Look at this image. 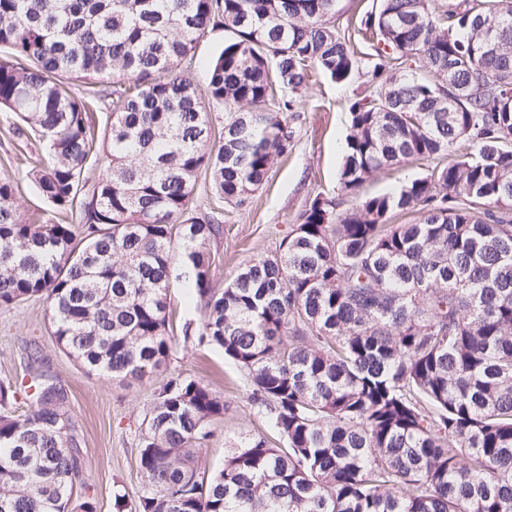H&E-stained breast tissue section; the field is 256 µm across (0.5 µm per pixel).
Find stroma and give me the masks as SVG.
<instances>
[{
  "label": "stroma",
  "mask_w": 512,
  "mask_h": 512,
  "mask_svg": "<svg viewBox=\"0 0 512 512\" xmlns=\"http://www.w3.org/2000/svg\"><path fill=\"white\" fill-rule=\"evenodd\" d=\"M375 4L376 0H336L335 19L348 28L352 46L361 57L372 51L361 20ZM224 39L223 29L210 30L198 43L193 60L181 64L199 93L207 91L209 64L223 50ZM355 93V84L341 85L312 72L293 114L294 139L287 155L245 204L224 207V239L216 246L224 260L213 272L218 284L231 281L243 263L274 252L280 239L297 224L309 198L335 193L349 133V103ZM13 122L11 114L0 112V171L18 184L21 211L45 208L20 162V141ZM426 170V162L406 160L367 181L360 194L368 197L396 192ZM183 270L182 262H175L170 288L175 317L169 333V359L163 372L139 382L84 371L57 345L45 300L0 309V382L16 385L17 408L23 412L32 400L24 385L29 366L48 369L54 375L67 397L69 415L83 436L76 498L92 500L96 512H115L114 496L118 493L124 497V512H137L142 488L138 455L143 419L155 389L166 377L183 374L202 380L229 406L224 419L214 425L212 438L194 453L199 471L214 474L223 467L225 455L237 440L268 430L251 409L243 373L225 359L223 350L185 339L184 326H198L203 311L187 297Z\"/></svg>",
  "instance_id": "1"
}]
</instances>
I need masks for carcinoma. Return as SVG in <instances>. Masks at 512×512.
Here are the masks:
<instances>
[{
    "instance_id": "carcinoma-1",
    "label": "carcinoma",
    "mask_w": 512,
    "mask_h": 512,
    "mask_svg": "<svg viewBox=\"0 0 512 512\" xmlns=\"http://www.w3.org/2000/svg\"><path fill=\"white\" fill-rule=\"evenodd\" d=\"M335 10L0 0V112L42 142L27 175L55 213H21L0 175V308L45 299L57 344L87 371L141 380L169 358L178 245L204 310L195 335L240 368L273 432L201 478L194 449L227 406L200 380L167 378L144 417L138 512H512V0H379L362 20L377 37L366 58ZM218 27L204 99L181 62ZM312 68L366 77L338 195L317 194L274 253L219 288L224 224L190 210L197 179L227 204L258 190L288 153ZM73 79L95 86L77 97ZM408 159L436 164L337 212ZM405 211L415 222L390 223ZM41 377L25 415L0 382V512H95L74 504L81 437Z\"/></svg>"
}]
</instances>
